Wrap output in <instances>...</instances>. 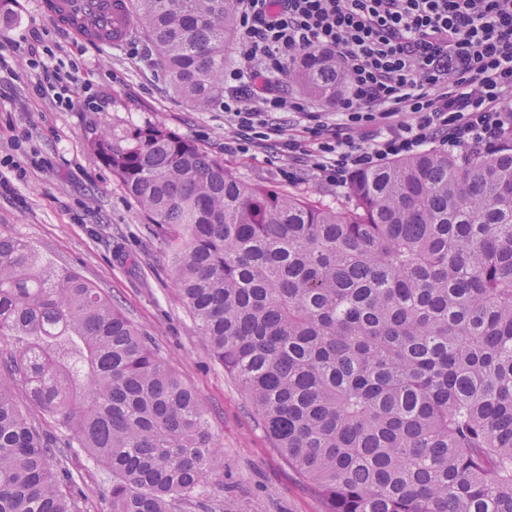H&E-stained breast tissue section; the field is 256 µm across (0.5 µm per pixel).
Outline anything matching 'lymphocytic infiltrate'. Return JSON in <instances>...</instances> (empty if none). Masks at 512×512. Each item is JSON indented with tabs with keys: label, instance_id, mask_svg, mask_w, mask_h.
Returning <instances> with one entry per match:
<instances>
[{
	"label": "lymphocytic infiltrate",
	"instance_id": "obj_1",
	"mask_svg": "<svg viewBox=\"0 0 512 512\" xmlns=\"http://www.w3.org/2000/svg\"><path fill=\"white\" fill-rule=\"evenodd\" d=\"M237 67L224 73V152L276 148L285 181L306 167L344 186L385 161L437 143L495 151L512 141V0H237ZM332 52L345 93L312 110L278 79L310 51ZM36 91L63 109L94 110L76 93L77 64L27 49ZM305 125L295 134L292 115ZM376 129L372 143L363 130Z\"/></svg>",
	"mask_w": 512,
	"mask_h": 512
}]
</instances>
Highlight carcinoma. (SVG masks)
<instances>
[{
  "label": "carcinoma",
  "instance_id": "1",
  "mask_svg": "<svg viewBox=\"0 0 512 512\" xmlns=\"http://www.w3.org/2000/svg\"><path fill=\"white\" fill-rule=\"evenodd\" d=\"M129 6L169 88L221 107L236 0ZM292 75L327 100L344 83L319 50ZM90 148L167 229L179 299L322 512H512V145L391 161L348 210L245 182L160 123ZM0 342V512H84L48 466L70 448L112 473L109 512L223 486L197 394L102 289L5 235Z\"/></svg>",
  "mask_w": 512,
  "mask_h": 512
}]
</instances>
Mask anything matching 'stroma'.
<instances>
[{
    "instance_id": "stroma-1",
    "label": "stroma",
    "mask_w": 512,
    "mask_h": 512,
    "mask_svg": "<svg viewBox=\"0 0 512 512\" xmlns=\"http://www.w3.org/2000/svg\"><path fill=\"white\" fill-rule=\"evenodd\" d=\"M18 0L0 17V54L14 73L0 88V157L40 160L11 194L0 192V234L19 237L59 268L77 271L102 288L141 329L167 366L200 397L224 446V484L209 489L186 512H322L319 497L274 455L236 382L214 360L187 309L178 301L163 232L139 212L90 143L121 137L157 121L195 140L227 170L316 205L350 207L347 189L306 177L281 180L265 152H224L222 110L195 112L167 88L141 34L103 48L73 38L40 7ZM40 37L56 60H73L80 81L101 95V110L59 109L36 94L35 72L22 65L19 46ZM64 466L83 489L84 512H106L111 474L81 449Z\"/></svg>"
}]
</instances>
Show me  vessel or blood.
<instances>
[{
    "mask_svg": "<svg viewBox=\"0 0 512 512\" xmlns=\"http://www.w3.org/2000/svg\"><path fill=\"white\" fill-rule=\"evenodd\" d=\"M45 12L71 35L95 41V29L112 30V44L127 40L131 34L129 17L117 7V0H43Z\"/></svg>",
    "mask_w": 512,
    "mask_h": 512,
    "instance_id": "1",
    "label": "vessel or blood"
}]
</instances>
